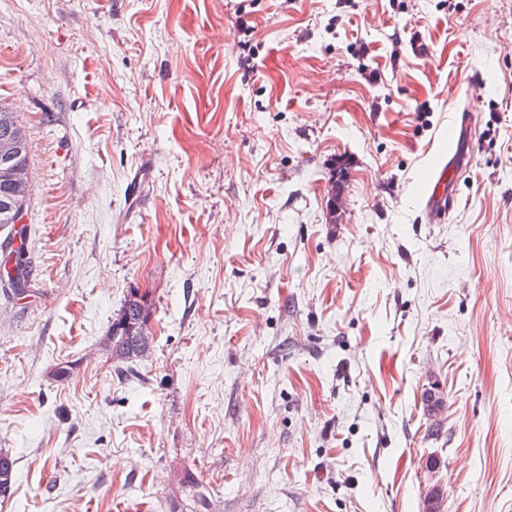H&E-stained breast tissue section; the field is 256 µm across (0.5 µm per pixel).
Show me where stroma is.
Wrapping results in <instances>:
<instances>
[{
  "label": "stroma",
  "instance_id": "obj_1",
  "mask_svg": "<svg viewBox=\"0 0 512 512\" xmlns=\"http://www.w3.org/2000/svg\"><path fill=\"white\" fill-rule=\"evenodd\" d=\"M0 104V512H512V0H0ZM28 150L27 141L17 137L6 135L0 140V200L8 197L5 205L11 213H14V224H20L21 213L18 206L21 200L29 194L31 184L27 174V155L23 154ZM6 184V186L4 185ZM455 162V156L453 158H449L448 155V164L446 163L440 172L439 178L437 179L434 189L432 193L428 196L426 201V208L429 214H434L437 212H446V208L448 206V193L445 192L446 186V169L448 170L453 166ZM143 306L135 297L130 296L118 315L112 322V328L109 336L112 359L117 362L129 361L140 358L137 348L141 355H146L151 347V337L145 336L138 339L137 347L135 339L140 334L143 327H148V319L142 315ZM133 335V336H131Z\"/></svg>",
  "mask_w": 512,
  "mask_h": 512
}]
</instances>
